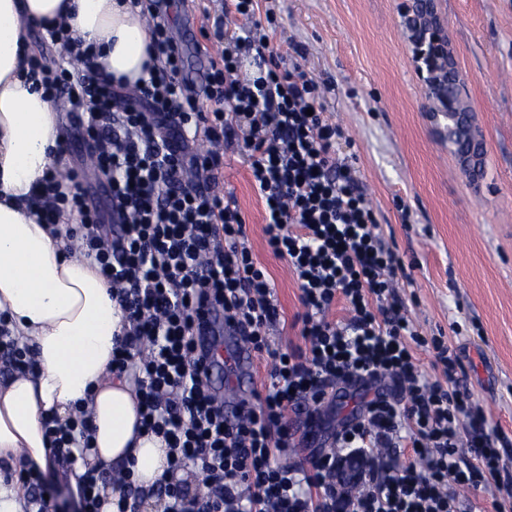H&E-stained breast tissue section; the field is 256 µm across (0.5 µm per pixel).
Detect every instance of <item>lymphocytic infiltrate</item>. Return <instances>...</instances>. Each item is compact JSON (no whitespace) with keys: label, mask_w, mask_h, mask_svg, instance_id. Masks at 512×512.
<instances>
[{"label":"lymphocytic infiltrate","mask_w":512,"mask_h":512,"mask_svg":"<svg viewBox=\"0 0 512 512\" xmlns=\"http://www.w3.org/2000/svg\"><path fill=\"white\" fill-rule=\"evenodd\" d=\"M142 6L156 63L133 87L112 85L93 50H78L62 26L51 37L63 64L35 58L30 67L49 98L83 117L88 155L105 178L109 211L89 205L81 169L70 171L69 191L48 181L43 203L50 214L80 212L71 235L110 281L129 325L111 371L134 383L142 426L166 444L168 467L154 488L163 512H468L461 489L511 493L512 472L500 461L512 439L475 410L443 336H423L407 315L396 292L403 263L380 238L350 166L336 161L341 131L317 106L315 83L286 67L256 22L226 33L221 59L195 90L182 78L160 0ZM247 58L255 70L246 75ZM201 137L214 151H196ZM226 145L265 203L270 253L297 277L306 350L283 352L269 340L278 299L241 210L218 190ZM339 303L347 317L330 319ZM212 313L272 364L232 426L197 356L196 328ZM417 346L433 351L437 377L419 371ZM350 387L365 393L360 413L333 433L328 452L294 459L289 412L318 425L329 392ZM93 432L90 413L76 406L66 423L45 427L54 476L16 459L36 512H51L73 474L76 512H101L110 486L123 490L118 512H140L132 472L88 466ZM406 448L416 462L403 467L396 459ZM183 471L200 483L188 487Z\"/></svg>","instance_id":"1"}]
</instances>
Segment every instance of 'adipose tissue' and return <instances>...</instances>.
I'll return each instance as SVG.
<instances>
[{"instance_id":"obj_1","label":"adipose tissue","mask_w":512,"mask_h":512,"mask_svg":"<svg viewBox=\"0 0 512 512\" xmlns=\"http://www.w3.org/2000/svg\"><path fill=\"white\" fill-rule=\"evenodd\" d=\"M51 22L99 46L112 79L134 83L152 61L136 0H0V316L38 360L34 371L0 380V462L22 455L52 469L42 420H66L82 401L95 429L90 463L131 470L146 492L164 472L166 445L143 434L132 384L108 373L122 313L98 267L70 247L76 213L45 224L33 200L64 152L58 108L29 76L31 29Z\"/></svg>"}]
</instances>
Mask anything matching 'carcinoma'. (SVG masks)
<instances>
[{"label": "carcinoma", "mask_w": 512, "mask_h": 512, "mask_svg": "<svg viewBox=\"0 0 512 512\" xmlns=\"http://www.w3.org/2000/svg\"><path fill=\"white\" fill-rule=\"evenodd\" d=\"M416 59L425 64L431 74L429 84L433 98L436 100L434 111L445 113L448 118V140L454 146V153L463 158H470V152L482 157L483 150H472L481 139L473 133L466 132L471 127V105L462 95V79L459 73H450L446 69V40L441 27H427L415 35Z\"/></svg>", "instance_id": "carcinoma-1"}]
</instances>
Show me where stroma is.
Instances as JSON below:
<instances>
[{
  "instance_id": "obj_1",
  "label": "stroma",
  "mask_w": 512,
  "mask_h": 512,
  "mask_svg": "<svg viewBox=\"0 0 512 512\" xmlns=\"http://www.w3.org/2000/svg\"><path fill=\"white\" fill-rule=\"evenodd\" d=\"M415 0H258L255 17L287 64L318 85L319 101L342 130L336 157L352 165L382 239L402 258L399 294L425 331L456 349L473 405L512 435V0H436L437 14L483 137V166L462 162L433 109L408 20ZM193 15L185 23L182 12ZM183 66L199 50L218 60L222 42L204 38L195 0L166 9ZM256 261L277 290L275 347L302 350L293 325L300 290L286 262L267 250L264 203L245 163L224 160Z\"/></svg>"
}]
</instances>
